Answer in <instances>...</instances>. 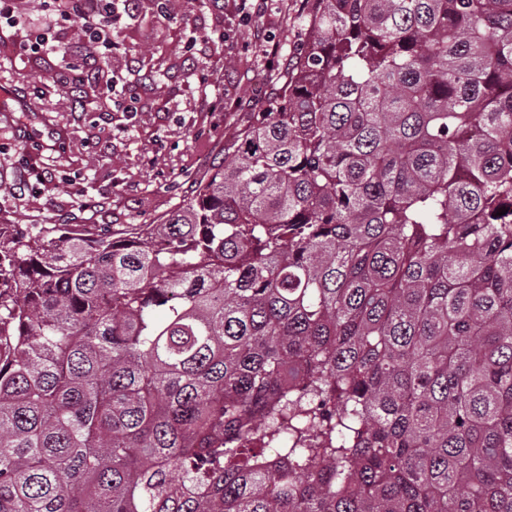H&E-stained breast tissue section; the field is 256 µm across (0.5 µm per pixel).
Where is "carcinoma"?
I'll use <instances>...</instances> for the list:
<instances>
[{"mask_svg": "<svg viewBox=\"0 0 512 512\" xmlns=\"http://www.w3.org/2000/svg\"><path fill=\"white\" fill-rule=\"evenodd\" d=\"M2 282L0 512H512V0H315L195 195Z\"/></svg>", "mask_w": 512, "mask_h": 512, "instance_id": "carcinoma-1", "label": "carcinoma"}]
</instances>
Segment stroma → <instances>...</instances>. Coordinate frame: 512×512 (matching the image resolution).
I'll return each instance as SVG.
<instances>
[{
	"label": "stroma",
	"instance_id": "stroma-1",
	"mask_svg": "<svg viewBox=\"0 0 512 512\" xmlns=\"http://www.w3.org/2000/svg\"><path fill=\"white\" fill-rule=\"evenodd\" d=\"M310 0H269L249 24L238 0H176L167 13L140 7L122 16L109 50L110 70L138 94L139 109L120 96L72 109L56 79L59 61L0 44V227L21 236L35 224H156L184 199L224 142L266 111L308 36ZM233 38L221 40L223 28ZM276 43L273 64L256 35ZM224 109L216 112V93ZM42 174L27 185L29 166Z\"/></svg>",
	"mask_w": 512,
	"mask_h": 512
}]
</instances>
